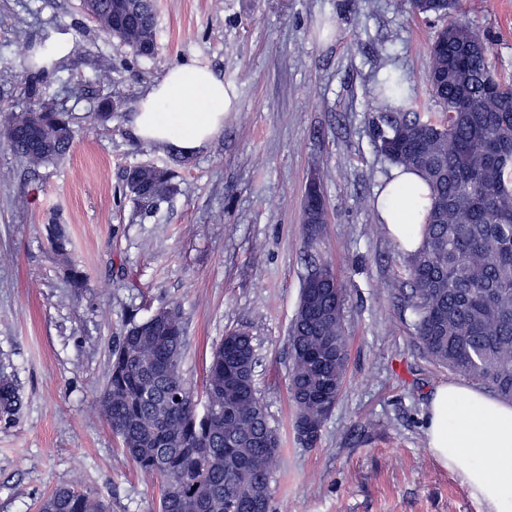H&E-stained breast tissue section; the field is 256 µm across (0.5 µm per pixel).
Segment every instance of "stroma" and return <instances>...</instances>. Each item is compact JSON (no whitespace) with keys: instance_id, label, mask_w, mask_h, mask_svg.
<instances>
[{"instance_id":"obj_1","label":"stroma","mask_w":512,"mask_h":512,"mask_svg":"<svg viewBox=\"0 0 512 512\" xmlns=\"http://www.w3.org/2000/svg\"><path fill=\"white\" fill-rule=\"evenodd\" d=\"M512 78V0H469ZM157 54L134 57L101 34L81 0H0V121L26 111L30 88L73 116L68 159L36 170L0 146V366L23 396L0 420V512H37L60 486L107 512H157L160 482L127 459L98 405L112 349L129 321L180 304L184 375L201 389L212 345L231 329L255 336V386L283 448L273 512H485L432 457L424 414L448 370L425 359L400 298L406 254L375 210L392 163L378 148L371 88L409 75L423 111L427 42L437 19L403 0H156ZM68 35L77 50L45 72L19 67L28 43ZM112 64L103 72L101 59ZM194 60L224 82V130L185 154L141 142L129 116L167 70ZM117 102L111 121L95 118ZM176 174L177 193L143 222L122 196L127 167ZM319 175L328 222L307 243L302 206ZM58 216L68 260L49 248ZM76 264L86 286L68 281ZM329 263L347 296L345 385L316 447L293 429L288 329L312 263Z\"/></svg>"}]
</instances>
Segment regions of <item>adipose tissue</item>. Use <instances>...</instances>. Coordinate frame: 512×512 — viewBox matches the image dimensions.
<instances>
[{
    "mask_svg": "<svg viewBox=\"0 0 512 512\" xmlns=\"http://www.w3.org/2000/svg\"><path fill=\"white\" fill-rule=\"evenodd\" d=\"M231 100L224 83L196 62L171 68L140 99L130 125L141 141L191 153L224 127ZM428 190L412 173H396L376 208L388 235L405 251L422 242ZM433 458L458 475L487 512H512V405L451 381L438 385L425 420ZM494 461L496 476L486 463Z\"/></svg>",
    "mask_w": 512,
    "mask_h": 512,
    "instance_id": "obj_1",
    "label": "adipose tissue"
}]
</instances>
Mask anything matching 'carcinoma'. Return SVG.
I'll return each instance as SVG.
<instances>
[{
    "label": "carcinoma",
    "instance_id": "cac0c4a2",
    "mask_svg": "<svg viewBox=\"0 0 512 512\" xmlns=\"http://www.w3.org/2000/svg\"><path fill=\"white\" fill-rule=\"evenodd\" d=\"M105 36L134 56L156 52L155 0H84ZM417 15L442 17L428 46L427 91L443 112H420L406 74L388 72L376 96L386 130L380 152L418 173L430 188L421 247L408 254L403 306L414 318L417 344L434 364L512 403V82L493 66L494 44L466 15L465 0H409ZM56 44L45 36L27 49L40 69L54 63ZM27 111L0 123V144L37 169L63 162L76 138L71 117L45 112L37 91ZM174 173L153 165L126 169L124 189L147 216L177 190ZM326 208L320 180L306 190L303 224L315 241ZM51 249L66 261L76 289L83 272L68 261L65 227L48 222ZM346 288L328 264L302 282L288 331V394L297 409L295 430L323 425L341 394L348 359L344 325ZM186 328L180 306L132 321L112 350L99 405L124 455L147 478L161 482L159 512H271L274 473L282 448L255 383L254 338L246 329L211 351L205 403L193 399L183 377ZM22 395L0 370V419L20 411ZM104 512L100 501L54 489L39 512Z\"/></svg>",
    "mask_w": 512,
    "mask_h": 512
}]
</instances>
